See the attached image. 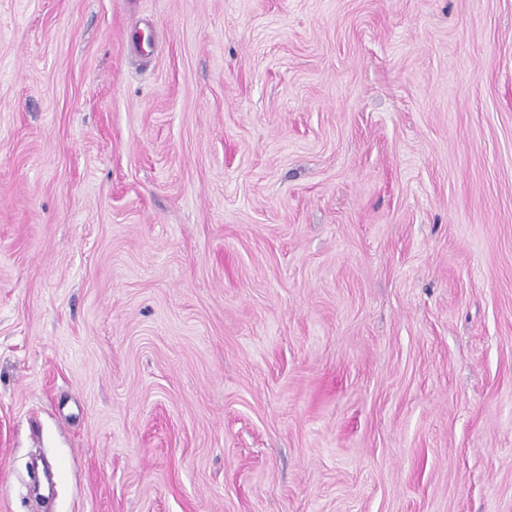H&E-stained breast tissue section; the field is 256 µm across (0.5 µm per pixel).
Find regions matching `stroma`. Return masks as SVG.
Wrapping results in <instances>:
<instances>
[{"label":"stroma","instance_id":"obj_1","mask_svg":"<svg viewBox=\"0 0 512 512\" xmlns=\"http://www.w3.org/2000/svg\"><path fill=\"white\" fill-rule=\"evenodd\" d=\"M512 512V0H0V512Z\"/></svg>","mask_w":512,"mask_h":512}]
</instances>
